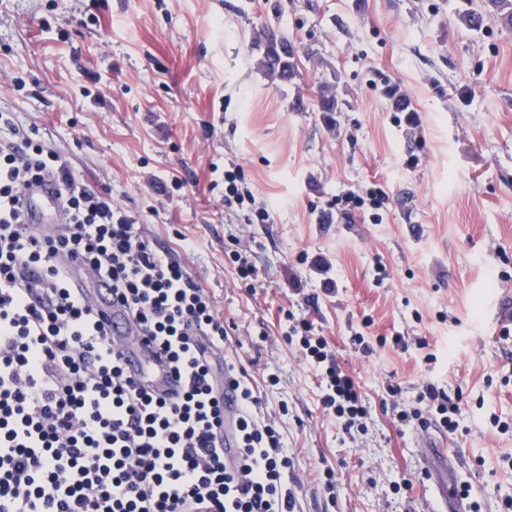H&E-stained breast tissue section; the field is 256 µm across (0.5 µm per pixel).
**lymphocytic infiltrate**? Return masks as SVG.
<instances>
[{"label":"lymphocytic infiltrate","instance_id":"obj_1","mask_svg":"<svg viewBox=\"0 0 512 512\" xmlns=\"http://www.w3.org/2000/svg\"><path fill=\"white\" fill-rule=\"evenodd\" d=\"M53 181L58 224L31 223L26 187ZM51 303L30 304L27 272ZM108 280L137 335L153 342L186 385L161 396L138 384L106 338L72 269ZM301 347L321 372L322 407L344 431L370 413L355 378L301 321ZM228 333L209 292L162 256L111 195L79 180L69 161L0 112V512H295L284 452L261 392L224 355ZM239 400L238 454L224 459V383ZM400 425L460 427L462 411L426 385Z\"/></svg>","mask_w":512,"mask_h":512}]
</instances>
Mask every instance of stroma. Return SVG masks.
I'll return each mask as SVG.
<instances>
[{"mask_svg": "<svg viewBox=\"0 0 512 512\" xmlns=\"http://www.w3.org/2000/svg\"><path fill=\"white\" fill-rule=\"evenodd\" d=\"M460 3L0 0V110L213 295L225 354L267 391L299 512H427L419 433L395 415L428 383L461 395L463 431H430L481 512L512 499V339L485 324L491 295L512 288V26L469 30ZM265 27L297 46L294 82L258 71ZM327 83L342 103L332 126L316 110ZM233 165L269 221L225 209ZM372 187L387 195L381 221L342 213L340 192ZM293 317L356 377L363 427L344 432L322 408L285 339ZM391 382L401 393L384 409Z\"/></svg>", "mask_w": 512, "mask_h": 512, "instance_id": "35a3bbf8", "label": "stroma"}]
</instances>
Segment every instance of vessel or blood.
<instances>
[{
	"instance_id": "obj_1",
	"label": "vessel or blood",
	"mask_w": 512,
	"mask_h": 512,
	"mask_svg": "<svg viewBox=\"0 0 512 512\" xmlns=\"http://www.w3.org/2000/svg\"><path fill=\"white\" fill-rule=\"evenodd\" d=\"M30 214L58 210L59 203L51 184L34 185L24 191ZM97 308L105 317V330L112 343L118 344L127 373L142 386L161 395L181 393L185 380L161 361L153 344L137 336L124 306L113 303L112 291L106 287L93 289ZM492 323L512 322V297L507 293L493 294L488 307ZM237 415V402L232 388L224 390V458L233 460L236 441L233 423ZM421 460L437 477L430 489L431 496L446 512H467L465 502L456 492L457 463L448 456L446 448L430 435L420 439Z\"/></svg>"
}]
</instances>
